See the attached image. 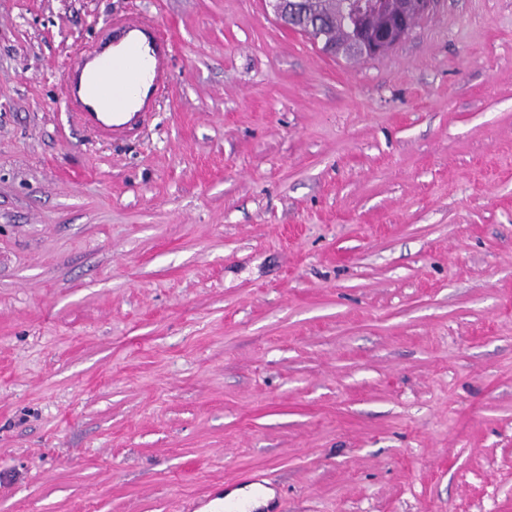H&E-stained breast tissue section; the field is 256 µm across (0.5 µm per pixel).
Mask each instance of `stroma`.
Listing matches in <instances>:
<instances>
[{
    "label": "stroma",
    "instance_id": "35a3bbf8",
    "mask_svg": "<svg viewBox=\"0 0 512 512\" xmlns=\"http://www.w3.org/2000/svg\"><path fill=\"white\" fill-rule=\"evenodd\" d=\"M172 43L134 140L62 86ZM512 512V0L350 63L267 0H0V512ZM170 50L169 40L150 20L116 18L112 34L67 74L63 102L82 128L112 139L131 138L154 119L169 87ZM106 73L119 78L106 84Z\"/></svg>",
    "mask_w": 512,
    "mask_h": 512
}]
</instances>
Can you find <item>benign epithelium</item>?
<instances>
[{
	"mask_svg": "<svg viewBox=\"0 0 512 512\" xmlns=\"http://www.w3.org/2000/svg\"><path fill=\"white\" fill-rule=\"evenodd\" d=\"M302 0H269L275 15L281 19L288 18L289 14H297ZM435 0H409V8L390 19L380 29H365L361 26L355 29L351 38L344 44L334 42L323 44L326 54L331 56L348 54L358 58H372L378 56L402 39L410 30L418 17L428 13ZM357 16L363 19L382 11L385 0H357Z\"/></svg>",
	"mask_w": 512,
	"mask_h": 512,
	"instance_id": "7a95c632",
	"label": "benign epithelium"
}]
</instances>
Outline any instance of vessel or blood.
Returning a JSON list of instances; mask_svg holds the SVG:
<instances>
[{
	"instance_id": "vessel-or-blood-1",
	"label": "vessel or blood",
	"mask_w": 512,
	"mask_h": 512,
	"mask_svg": "<svg viewBox=\"0 0 512 512\" xmlns=\"http://www.w3.org/2000/svg\"><path fill=\"white\" fill-rule=\"evenodd\" d=\"M171 45L147 19L117 18L112 31L68 73L63 102L78 124L127 139L149 125L169 87Z\"/></svg>"
}]
</instances>
